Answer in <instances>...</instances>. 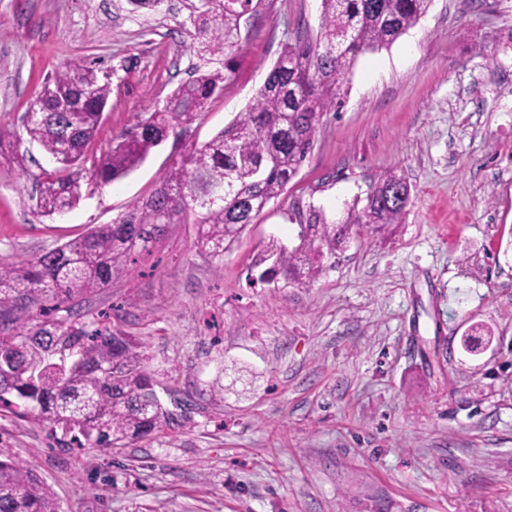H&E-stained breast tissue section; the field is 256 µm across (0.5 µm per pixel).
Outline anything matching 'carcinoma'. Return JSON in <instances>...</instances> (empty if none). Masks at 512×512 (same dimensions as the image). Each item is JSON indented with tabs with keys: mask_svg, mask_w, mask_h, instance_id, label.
<instances>
[{
	"mask_svg": "<svg viewBox=\"0 0 512 512\" xmlns=\"http://www.w3.org/2000/svg\"><path fill=\"white\" fill-rule=\"evenodd\" d=\"M273 0H187L190 49L202 60L161 108L93 150L112 79L93 66L68 67L44 85L38 116L23 132L0 123V158L22 166L10 151L27 136L59 164L39 182L36 213L61 215L81 198L76 172L90 165L98 183L138 167L171 131L183 135L229 79L242 32ZM430 0H321L319 31L287 43L245 113L203 144L191 143L154 191L110 224L17 266L0 265V407L19 401L24 413L66 446L122 448L169 422L140 355L118 328L89 331L57 311L129 271L170 224H194L198 251L217 257L271 201L280 197L314 145L321 117L336 107L357 57L396 41L426 12ZM410 194L406 179L387 173L370 187L365 205L341 225L313 211L301 222L299 244L271 239L254 267L287 288L313 281L336 255L349 230L397 224ZM70 440L57 438V431ZM0 512H58L55 496L25 464L0 459Z\"/></svg>",
	"mask_w": 512,
	"mask_h": 512,
	"instance_id": "1",
	"label": "carcinoma"
}]
</instances>
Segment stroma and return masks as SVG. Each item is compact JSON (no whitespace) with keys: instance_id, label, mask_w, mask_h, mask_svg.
I'll list each match as a JSON object with an SVG mask.
<instances>
[{"instance_id":"stroma-1","label":"stroma","mask_w":512,"mask_h":512,"mask_svg":"<svg viewBox=\"0 0 512 512\" xmlns=\"http://www.w3.org/2000/svg\"><path fill=\"white\" fill-rule=\"evenodd\" d=\"M320 0L257 15L203 143L244 112ZM186 0H0V122L20 126L44 79L112 72L106 149L163 105L197 58ZM0 161V263L46 253L149 195L165 141L69 213H35L54 162L22 141ZM411 186L400 223L353 228L317 280L248 273L270 238L293 246L314 209L340 224L384 173ZM169 225L133 272L74 301L88 328L130 336L172 421L124 448H60L0 410V459L33 469L59 512H512V0H431L393 44L360 55L314 147L253 224L212 257ZM482 337L477 352L463 345ZM223 396L212 393L215 381Z\"/></svg>"}]
</instances>
